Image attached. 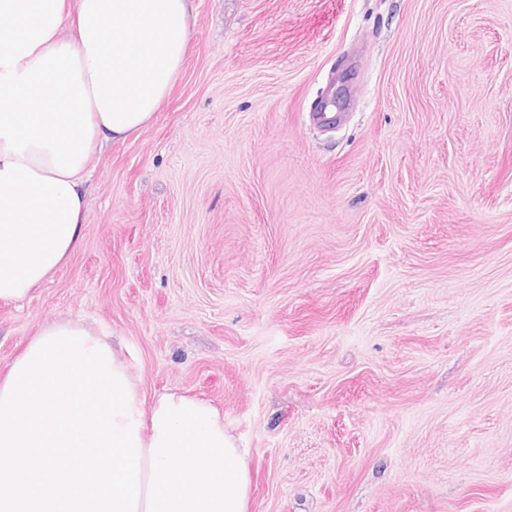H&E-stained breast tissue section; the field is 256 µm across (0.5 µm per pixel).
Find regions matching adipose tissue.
I'll list each match as a JSON object with an SVG mask.
<instances>
[{
	"instance_id": "adipose-tissue-1",
	"label": "adipose tissue",
	"mask_w": 512,
	"mask_h": 512,
	"mask_svg": "<svg viewBox=\"0 0 512 512\" xmlns=\"http://www.w3.org/2000/svg\"><path fill=\"white\" fill-rule=\"evenodd\" d=\"M192 0H0V300L25 297L79 246L87 173L138 134L185 62ZM139 428L138 512H249L246 448L210 402L169 392Z\"/></svg>"
}]
</instances>
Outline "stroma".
Here are the masks:
<instances>
[{"mask_svg": "<svg viewBox=\"0 0 512 512\" xmlns=\"http://www.w3.org/2000/svg\"><path fill=\"white\" fill-rule=\"evenodd\" d=\"M194 6L0 372L58 320L122 340L146 402L223 413L250 512H512V0Z\"/></svg>", "mask_w": 512, "mask_h": 512, "instance_id": "1", "label": "stroma"}]
</instances>
